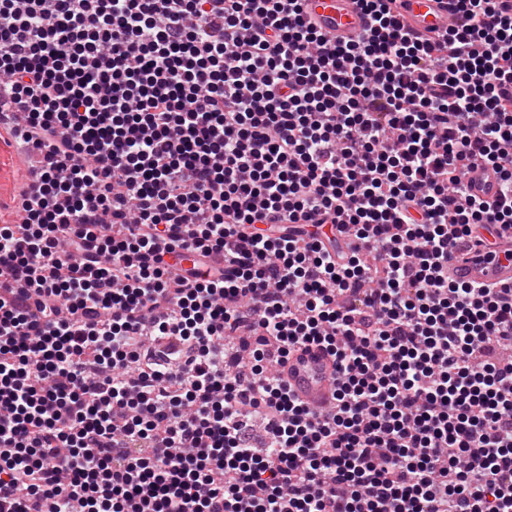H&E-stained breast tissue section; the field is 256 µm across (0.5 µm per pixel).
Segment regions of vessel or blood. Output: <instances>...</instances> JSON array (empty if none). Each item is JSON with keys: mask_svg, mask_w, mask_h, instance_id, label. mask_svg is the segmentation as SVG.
<instances>
[{"mask_svg": "<svg viewBox=\"0 0 512 512\" xmlns=\"http://www.w3.org/2000/svg\"><path fill=\"white\" fill-rule=\"evenodd\" d=\"M404 22L423 31L431 27L458 26L461 17L454 0H405ZM304 17L329 37L354 43L365 33L370 19L356 0H305ZM466 181L477 196L492 200L500 191L497 174L480 165L471 170ZM475 237L492 241V248L477 247L455 252L448 263V277L469 284L503 282L512 284V230L497 224L474 228ZM294 394L309 408L332 404L336 391L333 356L321 347H295L279 368Z\"/></svg>", "mask_w": 512, "mask_h": 512, "instance_id": "obj_1", "label": "vessel or blood"}]
</instances>
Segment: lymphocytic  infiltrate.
<instances>
[{
	"instance_id": "1",
	"label": "lymphocytic infiltrate",
	"mask_w": 512,
	"mask_h": 512,
	"mask_svg": "<svg viewBox=\"0 0 512 512\" xmlns=\"http://www.w3.org/2000/svg\"><path fill=\"white\" fill-rule=\"evenodd\" d=\"M358 2L342 45L303 0H0L40 169L0 227V512H512V286L448 279L512 227V8ZM307 344L325 413L278 374ZM406 2L403 23L424 31L431 27H456L461 22L454 0H399ZM448 5V10L446 6ZM466 182L471 184V189L477 196L493 200L500 191L498 175L490 167L478 165L466 177ZM278 369L294 394L309 408L327 407L334 402L335 361L323 348L297 346Z\"/></svg>"
}]
</instances>
